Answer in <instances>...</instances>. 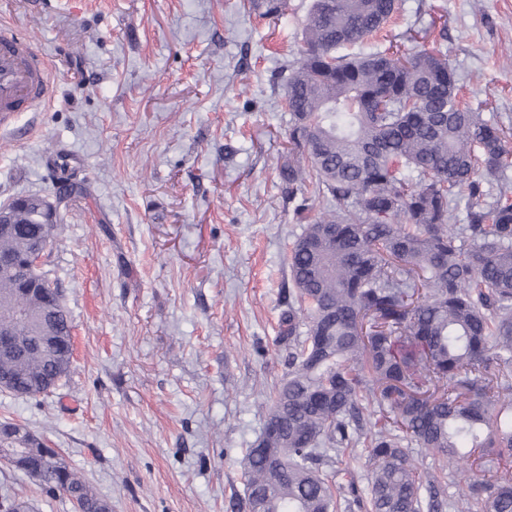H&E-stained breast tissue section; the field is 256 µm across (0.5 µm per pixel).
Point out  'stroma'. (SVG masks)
I'll use <instances>...</instances> for the list:
<instances>
[{"mask_svg": "<svg viewBox=\"0 0 512 512\" xmlns=\"http://www.w3.org/2000/svg\"><path fill=\"white\" fill-rule=\"evenodd\" d=\"M311 3L276 19L249 0H0L53 82L0 129V203L75 187L46 265L70 371L38 397L0 390V422L56 448L112 512H234L244 495L288 370L302 199L279 177L283 84ZM381 36L447 46L463 102L512 131V0H398ZM7 493L74 512L0 465Z\"/></svg>", "mask_w": 512, "mask_h": 512, "instance_id": "obj_1", "label": "stroma"}]
</instances>
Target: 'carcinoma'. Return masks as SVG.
<instances>
[{"label":"carcinoma","instance_id":"1","mask_svg":"<svg viewBox=\"0 0 512 512\" xmlns=\"http://www.w3.org/2000/svg\"><path fill=\"white\" fill-rule=\"evenodd\" d=\"M280 16L288 0H250ZM398 0H313L296 65L285 78L290 114L288 193L321 200L302 223L290 259L305 320L288 307L281 339L293 349L272 392L263 431L243 460L247 512H512V147L503 128L462 104L448 54L377 48L341 53L380 31ZM468 190L466 223L456 224ZM0 257L23 268L56 225L30 195L11 209ZM53 313L47 328L19 312ZM305 331H300V328ZM0 390L38 396L69 372L70 322L42 283L0 274ZM377 405L365 427L361 398ZM370 447L367 488L354 469H325L360 441ZM8 448H40L21 425ZM415 444L438 456L430 469ZM261 448L285 449L269 464ZM463 487L448 494L445 470ZM81 512L109 503L49 457L25 471ZM0 512H33L0 498Z\"/></svg>","mask_w":512,"mask_h":512}]
</instances>
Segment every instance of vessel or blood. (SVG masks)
<instances>
[{"label":"vessel or blood","mask_w":512,"mask_h":512,"mask_svg":"<svg viewBox=\"0 0 512 512\" xmlns=\"http://www.w3.org/2000/svg\"><path fill=\"white\" fill-rule=\"evenodd\" d=\"M49 63L44 54L14 27L0 24V124L14 113L31 112L49 95Z\"/></svg>","instance_id":"1"}]
</instances>
